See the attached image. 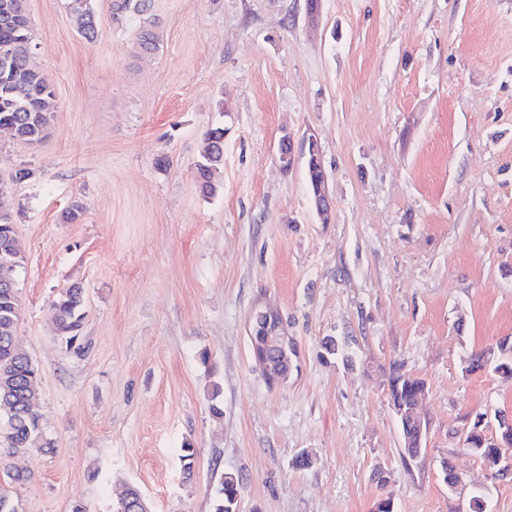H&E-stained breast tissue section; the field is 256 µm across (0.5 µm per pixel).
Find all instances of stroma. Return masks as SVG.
Masks as SVG:
<instances>
[{"mask_svg": "<svg viewBox=\"0 0 512 512\" xmlns=\"http://www.w3.org/2000/svg\"><path fill=\"white\" fill-rule=\"evenodd\" d=\"M118 2L91 0L90 41L69 0H27L54 122L36 146L0 132L23 255L17 341L53 443L0 442V462L28 475L19 512H115L132 486L150 512H211L228 473L238 512H373L386 495L393 512H469L445 461L486 512H512V471L488 479L459 442L476 414L512 416V377L463 370L512 337V0H320L314 15L306 0H150L145 16ZM217 124L224 167L206 195L197 163ZM309 131L328 224L310 205ZM73 283L77 351L54 325ZM259 302L295 339L284 384L251 353ZM395 363L428 384L409 461ZM308 154H312L319 159L317 169L310 168L307 170V182L314 184V190L310 192L313 207L321 220V223L328 224L332 219V206L330 194L327 185V175L321 163L320 144L313 132H307L304 137ZM85 295L79 285L62 289L53 303L57 337L66 349H80V334L85 318Z\"/></svg>", "mask_w": 512, "mask_h": 512, "instance_id": "obj_1", "label": "stroma"}]
</instances>
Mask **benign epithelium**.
I'll return each mask as SVG.
<instances>
[{
    "label": "benign epithelium",
    "instance_id": "obj_1",
    "mask_svg": "<svg viewBox=\"0 0 512 512\" xmlns=\"http://www.w3.org/2000/svg\"><path fill=\"white\" fill-rule=\"evenodd\" d=\"M279 161L283 168L289 169L295 161L294 137L285 132L279 142ZM307 182L314 184L311 192L313 207L321 220L328 224L332 219V206L327 185V175L323 166L307 170ZM247 335L249 337L251 351L256 362L263 368L264 373L272 383L281 382L284 376L276 371L280 364L291 360L295 351L292 337L288 334V327L277 311L268 306L257 303L251 309L247 320ZM428 395V390L418 397V405L403 412L402 409L393 408L396 419H406L413 424L418 431H424L426 422L421 416L420 404Z\"/></svg>",
    "mask_w": 512,
    "mask_h": 512
}]
</instances>
